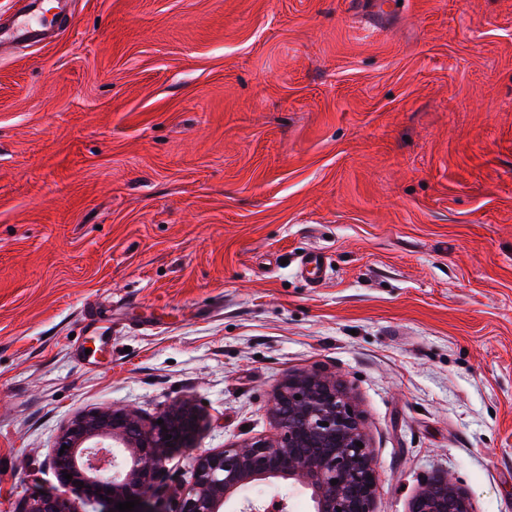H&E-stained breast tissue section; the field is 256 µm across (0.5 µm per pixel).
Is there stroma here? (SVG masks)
I'll return each mask as SVG.
<instances>
[{"label":"stroma","mask_w":512,"mask_h":512,"mask_svg":"<svg viewBox=\"0 0 512 512\" xmlns=\"http://www.w3.org/2000/svg\"><path fill=\"white\" fill-rule=\"evenodd\" d=\"M0 59V512L75 416L358 404L376 512H512V0H69ZM322 252L311 286L302 254ZM410 512H474L465 490L444 478L428 480L414 495Z\"/></svg>","instance_id":"35a3bbf8"}]
</instances>
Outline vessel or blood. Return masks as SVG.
Wrapping results in <instances>:
<instances>
[{
    "instance_id": "vessel-or-blood-1",
    "label": "vessel or blood",
    "mask_w": 512,
    "mask_h": 512,
    "mask_svg": "<svg viewBox=\"0 0 512 512\" xmlns=\"http://www.w3.org/2000/svg\"><path fill=\"white\" fill-rule=\"evenodd\" d=\"M64 15L61 8L47 12L43 0H22L19 9L0 22V58L12 55L18 44L35 45L53 40ZM300 269L313 283H321L327 273L325 258L317 252L307 253L301 259Z\"/></svg>"
}]
</instances>
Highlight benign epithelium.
<instances>
[{
  "label": "benign epithelium",
  "instance_id": "benign-epithelium-1",
  "mask_svg": "<svg viewBox=\"0 0 512 512\" xmlns=\"http://www.w3.org/2000/svg\"><path fill=\"white\" fill-rule=\"evenodd\" d=\"M272 411L274 434L243 446L199 450L191 484L168 511L155 480L172 452L195 446L202 417L189 401L165 410L161 426L115 408L75 417L55 445L58 480L88 499L109 501L110 512L130 500L139 503L133 512H220L241 488L273 480L310 490L314 512H374L377 472L371 449L360 413L338 382L317 370L292 376L279 388ZM18 512H70V507L67 499L47 495L24 501ZM237 512H288V499L244 501ZM410 512L474 509L465 490L435 478L414 495Z\"/></svg>",
  "mask_w": 512,
  "mask_h": 512
}]
</instances>
